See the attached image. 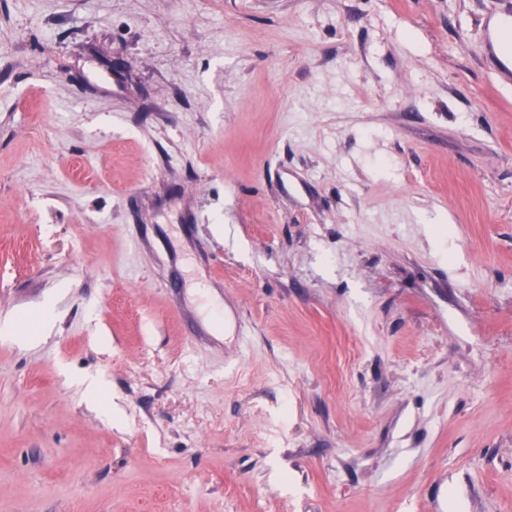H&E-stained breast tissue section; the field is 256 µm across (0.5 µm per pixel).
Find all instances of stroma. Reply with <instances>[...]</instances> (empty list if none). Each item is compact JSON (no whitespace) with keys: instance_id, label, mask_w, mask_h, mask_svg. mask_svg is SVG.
Masks as SVG:
<instances>
[{"instance_id":"1","label":"stroma","mask_w":512,"mask_h":512,"mask_svg":"<svg viewBox=\"0 0 512 512\" xmlns=\"http://www.w3.org/2000/svg\"><path fill=\"white\" fill-rule=\"evenodd\" d=\"M495 19L0 0V512H512Z\"/></svg>"}]
</instances>
